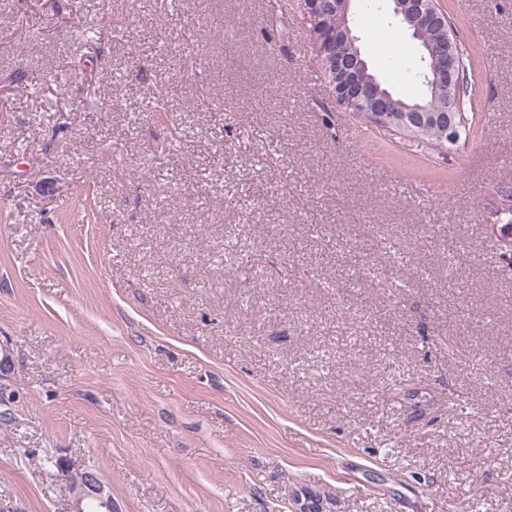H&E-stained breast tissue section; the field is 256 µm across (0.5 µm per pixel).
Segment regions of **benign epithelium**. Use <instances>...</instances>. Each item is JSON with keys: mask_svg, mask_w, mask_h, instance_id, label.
Segmentation results:
<instances>
[{"mask_svg": "<svg viewBox=\"0 0 512 512\" xmlns=\"http://www.w3.org/2000/svg\"><path fill=\"white\" fill-rule=\"evenodd\" d=\"M353 0H297V9L310 25V43L320 62L336 72L334 95L341 107H359L372 118L382 119L409 132L434 128L453 134L458 111L452 96L445 95L459 84L462 66L461 45L448 27L447 12L441 0H390L395 17L408 22L411 37L420 41L421 61H432V85L439 89L440 104L398 113L392 99L382 93L376 79L368 75V64L361 59L353 35ZM71 490L75 512H114L112 495L98 472L87 468L75 476Z\"/></svg>", "mask_w": 512, "mask_h": 512, "instance_id": "7a95c632", "label": "benign epithelium"}]
</instances>
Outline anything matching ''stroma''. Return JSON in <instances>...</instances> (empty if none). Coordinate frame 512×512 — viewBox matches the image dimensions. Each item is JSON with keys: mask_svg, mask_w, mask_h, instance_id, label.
Returning a JSON list of instances; mask_svg holds the SVG:
<instances>
[{"mask_svg": "<svg viewBox=\"0 0 512 512\" xmlns=\"http://www.w3.org/2000/svg\"><path fill=\"white\" fill-rule=\"evenodd\" d=\"M444 4L481 110L431 154L337 104L291 0H0V512L87 468L117 512H512V0Z\"/></svg>", "mask_w": 512, "mask_h": 512, "instance_id": "stroma-1", "label": "stroma"}]
</instances>
